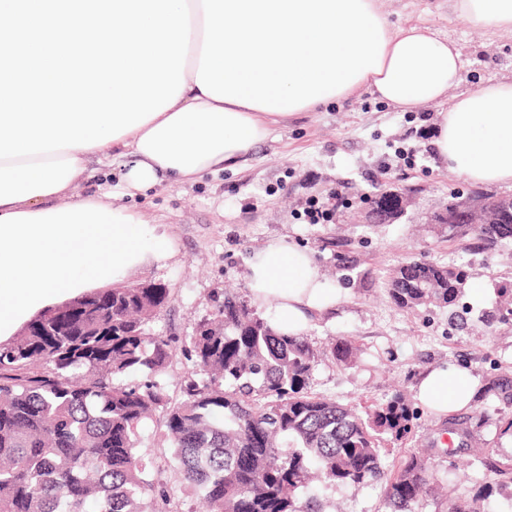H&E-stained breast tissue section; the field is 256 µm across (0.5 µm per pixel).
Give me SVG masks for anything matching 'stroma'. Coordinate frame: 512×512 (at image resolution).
Segmentation results:
<instances>
[{
  "instance_id": "obj_1",
  "label": "stroma",
  "mask_w": 512,
  "mask_h": 512,
  "mask_svg": "<svg viewBox=\"0 0 512 512\" xmlns=\"http://www.w3.org/2000/svg\"><path fill=\"white\" fill-rule=\"evenodd\" d=\"M380 6L392 29L426 27L454 41L463 88L512 78L511 31L473 28L449 0H380ZM441 110L433 104L403 111L363 90L277 126L232 168L182 185L163 182L128 198L174 239L177 252L130 271L125 282L165 283L174 300L157 328L189 336L209 316L214 294L228 288L249 297L246 263L256 249L285 237L309 250L342 292L332 310L314 315L308 337L322 348L330 338L348 336L360 349L350 369L323 361L312 391L345 406L384 403L398 393L411 399L412 430L389 441L387 464L420 453L441 477L468 490L482 485V472L469 465L466 452L444 454V419L414 402V388L426 372L444 365L479 378L496 370L512 375V322L460 331L447 310L401 311L383 289L389 270L412 258L461 265L469 274L465 302L476 312L495 310L501 289L512 288V245L466 251L449 243L447 228L434 221L452 194L479 190L448 171L423 135ZM130 165L127 157L108 166L91 163L79 197L106 193ZM381 185L406 193L411 204L400 219L376 224L364 212L367 196ZM312 200L330 210L329 222L308 223L304 210ZM339 247L351 269L338 270ZM319 497L323 512H385L376 486L336 485Z\"/></svg>"
}]
</instances>
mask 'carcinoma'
<instances>
[{
    "label": "carcinoma",
    "mask_w": 512,
    "mask_h": 512,
    "mask_svg": "<svg viewBox=\"0 0 512 512\" xmlns=\"http://www.w3.org/2000/svg\"><path fill=\"white\" fill-rule=\"evenodd\" d=\"M465 250L512 243L511 224H450ZM469 275L460 266L413 259L385 278L396 308L455 307ZM173 295L153 288H104L35 316L0 344V512H194L152 475L137 448L149 420L164 428L170 458L205 512H321L313 482L383 488L387 512H415L436 490L438 471L410 453L393 468L384 442L411 432L399 395L364 413L310 390L320 354L305 335H277L247 301L225 293L194 334L156 333ZM512 293L490 324L509 322ZM347 363L352 340L331 342ZM178 373L179 395L168 392ZM481 400L512 408V377L486 375ZM481 411L448 415L450 435L489 423ZM471 463L485 483L448 495V512H487L493 487L512 485V458L480 448Z\"/></svg>",
    "instance_id": "cac0c4a2"
}]
</instances>
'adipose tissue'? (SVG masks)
<instances>
[{
  "label": "adipose tissue",
  "instance_id": "1",
  "mask_svg": "<svg viewBox=\"0 0 512 512\" xmlns=\"http://www.w3.org/2000/svg\"><path fill=\"white\" fill-rule=\"evenodd\" d=\"M190 43L174 105L89 149L0 158V343L37 313L120 284L175 252L145 215L123 204L163 181L191 182L234 165L289 117L367 89L401 110L447 103L433 144L446 168L512 185V80L462 89L461 53L427 28L391 29L378 0H186ZM481 29L512 30V0H451ZM132 156L111 202L76 199L91 158ZM246 279L270 327L305 334L311 312L341 289L305 249L281 240L256 251ZM478 389L465 369L436 367L418 402L444 416Z\"/></svg>",
  "mask_w": 512,
  "mask_h": 512
}]
</instances>
